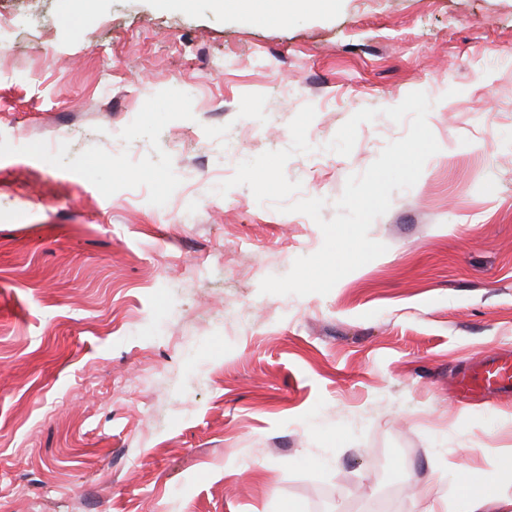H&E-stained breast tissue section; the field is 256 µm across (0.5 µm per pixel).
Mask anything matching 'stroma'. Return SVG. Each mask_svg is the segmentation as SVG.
I'll list each match as a JSON object with an SVG mask.
<instances>
[{
	"mask_svg": "<svg viewBox=\"0 0 512 512\" xmlns=\"http://www.w3.org/2000/svg\"><path fill=\"white\" fill-rule=\"evenodd\" d=\"M0 512H430L472 468L512 495V0H0ZM425 92L439 146L327 295L259 284L319 226L216 187L287 148L336 214ZM335 0H256L253 4L263 9L270 16L288 17L315 9H330ZM495 386L497 391H508L512 386L511 362L497 356H485L456 378L455 388L464 394L484 393Z\"/></svg>",
	"mask_w": 512,
	"mask_h": 512,
	"instance_id": "35a3bbf8",
	"label": "stroma"
}]
</instances>
